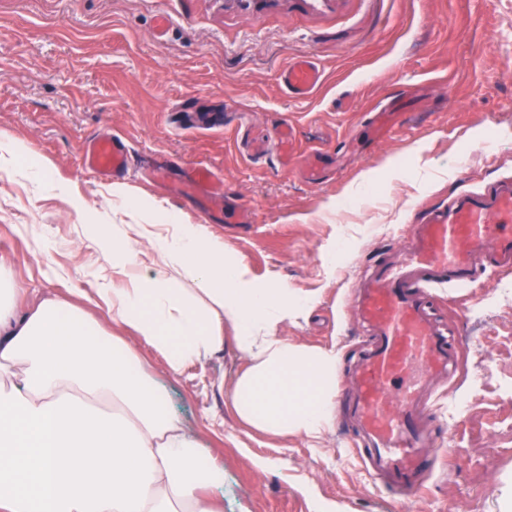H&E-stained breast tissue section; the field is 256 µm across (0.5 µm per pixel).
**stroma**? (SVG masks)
I'll return each mask as SVG.
<instances>
[{
	"label": "stroma",
	"instance_id": "obj_1",
	"mask_svg": "<svg viewBox=\"0 0 512 512\" xmlns=\"http://www.w3.org/2000/svg\"><path fill=\"white\" fill-rule=\"evenodd\" d=\"M301 56L323 82L299 101L280 75ZM388 103L397 121L372 138L369 114ZM285 123L290 155L251 160L245 142ZM1 132L28 154L0 172V260L19 305L111 286L112 227L131 218L82 155L117 134L122 184L223 241L254 278L315 297L280 333L336 347L345 368L368 341L350 306L356 266L422 208L512 176V0H0ZM155 160L166 182L142 178ZM198 165L224 182L204 205L179 189ZM433 311L459 333L460 365L414 500L366 470L343 420L315 445L240 422L218 386L243 365L232 345L178 377L139 352L223 461L224 512H512V270L435 291Z\"/></svg>",
	"mask_w": 512,
	"mask_h": 512
}]
</instances>
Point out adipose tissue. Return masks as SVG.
Listing matches in <instances>:
<instances>
[{"instance_id": "adipose-tissue-1", "label": "adipose tissue", "mask_w": 512, "mask_h": 512, "mask_svg": "<svg viewBox=\"0 0 512 512\" xmlns=\"http://www.w3.org/2000/svg\"><path fill=\"white\" fill-rule=\"evenodd\" d=\"M112 198L142 222L112 239L128 286L97 289L91 301L111 304L136 343L65 300L19 309L0 267V512H220L209 493L224 468L168 410L142 345L178 376L232 344L246 363L228 388L232 408L258 431L317 440L335 417L336 349L279 334L311 297L257 281L222 241L123 186ZM142 239L159 258L144 272Z\"/></svg>"}]
</instances>
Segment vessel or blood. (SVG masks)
Masks as SVG:
<instances>
[{"instance_id": "b4317fda", "label": "vessel or blood", "mask_w": 512, "mask_h": 512, "mask_svg": "<svg viewBox=\"0 0 512 512\" xmlns=\"http://www.w3.org/2000/svg\"><path fill=\"white\" fill-rule=\"evenodd\" d=\"M320 78L307 57L282 76L289 94L298 98ZM83 160L91 173L118 177L129 166L128 146L117 136L95 138L86 142ZM218 187L214 173L200 165L183 191L202 198ZM490 268H512V182L507 180L480 193L459 192L426 210L386 258L360 275L355 306L371 340L341 401L358 427L357 453L368 472L389 480L401 495L420 494L434 465L436 387L458 364L457 346L434 318L428 288L466 286Z\"/></svg>"}]
</instances>
